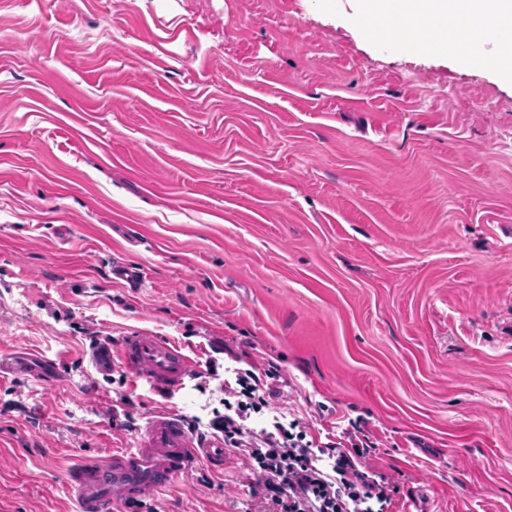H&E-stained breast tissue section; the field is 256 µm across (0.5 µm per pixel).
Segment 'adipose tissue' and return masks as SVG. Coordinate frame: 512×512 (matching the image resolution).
<instances>
[{
  "label": "adipose tissue",
  "instance_id": "obj_1",
  "mask_svg": "<svg viewBox=\"0 0 512 512\" xmlns=\"http://www.w3.org/2000/svg\"><path fill=\"white\" fill-rule=\"evenodd\" d=\"M357 21L415 52L455 56L512 82V53L500 48L494 28L512 23V0H358ZM443 22L449 35L431 32Z\"/></svg>",
  "mask_w": 512,
  "mask_h": 512
}]
</instances>
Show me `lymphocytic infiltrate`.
Here are the masks:
<instances>
[{"label":"lymphocytic infiltrate","instance_id":"obj_1","mask_svg":"<svg viewBox=\"0 0 512 512\" xmlns=\"http://www.w3.org/2000/svg\"><path fill=\"white\" fill-rule=\"evenodd\" d=\"M224 354L234 363L224 381L229 400L209 427L250 466L258 512H391L388 477L367 463L375 444L366 426L327 441L308 435L299 419L273 408L277 369L254 363L243 369L236 352ZM264 409L272 411L271 420L252 427V416Z\"/></svg>","mask_w":512,"mask_h":512}]
</instances>
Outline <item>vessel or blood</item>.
Listing matches in <instances>:
<instances>
[{"instance_id": "obj_1", "label": "vessel or blood", "mask_w": 512, "mask_h": 512, "mask_svg": "<svg viewBox=\"0 0 512 512\" xmlns=\"http://www.w3.org/2000/svg\"><path fill=\"white\" fill-rule=\"evenodd\" d=\"M92 360L103 371L123 364L170 393L179 391L197 369L183 347L145 330L123 336L118 347L96 348ZM203 463L223 467L222 439L194 434L179 415L159 413L150 417L134 450L74 466L68 480L78 495L79 512H112L116 504L155 496Z\"/></svg>"}]
</instances>
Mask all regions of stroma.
Returning a JSON list of instances; mask_svg holds the SVG:
<instances>
[{
    "label": "stroma",
    "mask_w": 512,
    "mask_h": 512,
    "mask_svg": "<svg viewBox=\"0 0 512 512\" xmlns=\"http://www.w3.org/2000/svg\"><path fill=\"white\" fill-rule=\"evenodd\" d=\"M355 12L0 0V355L58 363L0 377V512H76L73 464L221 408L96 369L141 329L274 363L312 433L366 421L394 512H512V83ZM256 508L230 452L115 512Z\"/></svg>",
    "instance_id": "stroma-1"
}]
</instances>
